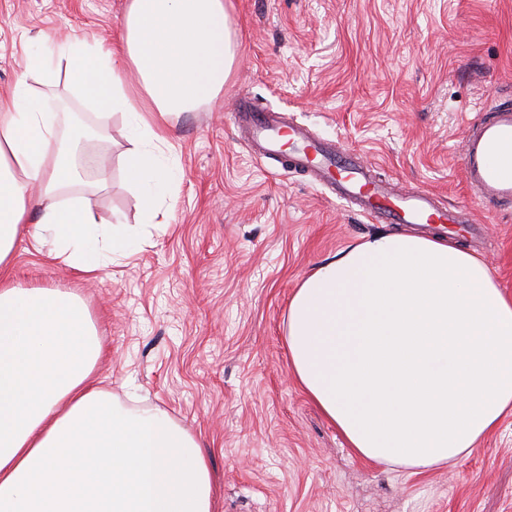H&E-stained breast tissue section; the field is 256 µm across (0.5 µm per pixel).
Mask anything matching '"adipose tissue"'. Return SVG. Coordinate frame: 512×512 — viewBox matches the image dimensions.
Wrapping results in <instances>:
<instances>
[{
	"label": "adipose tissue",
	"mask_w": 512,
	"mask_h": 512,
	"mask_svg": "<svg viewBox=\"0 0 512 512\" xmlns=\"http://www.w3.org/2000/svg\"><path fill=\"white\" fill-rule=\"evenodd\" d=\"M230 0H127L118 48L67 40V69L100 109L129 118L124 165L143 224L176 180L157 153L170 117L215 102L237 61ZM45 104L0 94V512H214L196 436L159 411L117 406L76 293L13 284L24 224L35 245L93 273L128 251L76 202ZM291 371L356 454L421 469L454 463L512 411V297L459 243L381 233L340 250L288 306Z\"/></svg>",
	"instance_id": "1"
}]
</instances>
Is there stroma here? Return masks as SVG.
Instances as JSON below:
<instances>
[{"instance_id": "obj_1", "label": "stroma", "mask_w": 512, "mask_h": 512, "mask_svg": "<svg viewBox=\"0 0 512 512\" xmlns=\"http://www.w3.org/2000/svg\"><path fill=\"white\" fill-rule=\"evenodd\" d=\"M125 0H0V93L26 80L59 135L82 113L101 134L72 146L76 199L135 250L85 274L19 237L13 281L72 291L106 354L102 386L166 413L201 442L217 512H512V414L451 469L368 460L294 380L286 330L301 280L347 245L387 232L262 158L239 97L363 153L381 178L468 207L461 236L512 295V208L490 210L461 169L468 116L512 104V0H232L239 62L219 102L175 116L160 149L178 175L165 224L139 223L123 170L128 119L71 83L60 35L117 44ZM48 67L25 73L29 54Z\"/></svg>"}]
</instances>
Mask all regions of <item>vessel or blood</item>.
Segmentation results:
<instances>
[{
  "mask_svg": "<svg viewBox=\"0 0 512 512\" xmlns=\"http://www.w3.org/2000/svg\"><path fill=\"white\" fill-rule=\"evenodd\" d=\"M235 119L249 144L261 155L280 151L288 133L290 165L313 183L333 184L336 197L349 207L386 224H468L465 208L439 207L425 190H405L378 177L373 167L350 151L311 136L302 126H284L279 113L237 100ZM463 177L486 206H512V106L476 112L466 122L462 146Z\"/></svg>",
  "mask_w": 512,
  "mask_h": 512,
  "instance_id": "1",
  "label": "vessel or blood"
}]
</instances>
